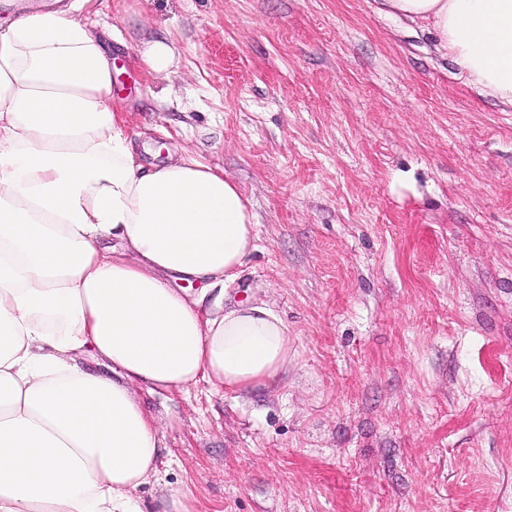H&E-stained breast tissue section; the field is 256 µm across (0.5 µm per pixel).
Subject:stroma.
I'll return each mask as SVG.
<instances>
[{
  "label": "stroma",
  "instance_id": "obj_1",
  "mask_svg": "<svg viewBox=\"0 0 512 512\" xmlns=\"http://www.w3.org/2000/svg\"><path fill=\"white\" fill-rule=\"evenodd\" d=\"M91 0L137 145L237 183L258 249L230 286L288 326L242 395H144L141 512H512V106L377 0ZM174 47L166 74L128 66ZM173 59L170 45L162 41H151L130 57L135 68L146 78H155L168 71Z\"/></svg>",
  "mask_w": 512,
  "mask_h": 512
}]
</instances>
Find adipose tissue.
<instances>
[{
  "label": "adipose tissue",
  "instance_id": "1",
  "mask_svg": "<svg viewBox=\"0 0 512 512\" xmlns=\"http://www.w3.org/2000/svg\"><path fill=\"white\" fill-rule=\"evenodd\" d=\"M88 2L0 25V512H138L159 441L137 389L251 391L293 359L274 307L226 296L257 248L247 199L191 153L143 162ZM378 10L512 104V0Z\"/></svg>",
  "mask_w": 512,
  "mask_h": 512
}]
</instances>
